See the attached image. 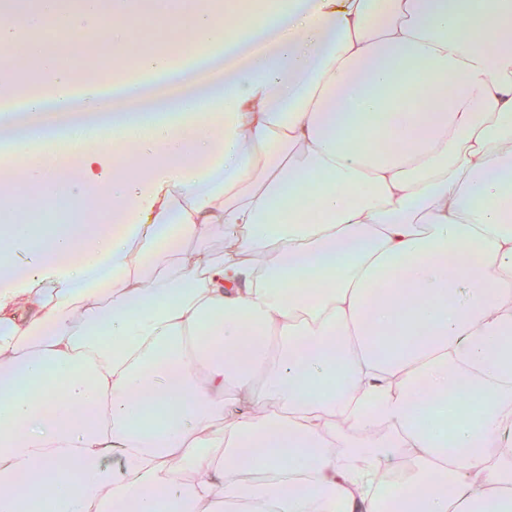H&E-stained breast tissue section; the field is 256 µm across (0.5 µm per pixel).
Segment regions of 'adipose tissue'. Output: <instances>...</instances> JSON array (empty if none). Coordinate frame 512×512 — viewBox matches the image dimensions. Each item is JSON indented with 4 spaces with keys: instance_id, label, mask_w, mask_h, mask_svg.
<instances>
[{
    "instance_id": "adipose-tissue-1",
    "label": "adipose tissue",
    "mask_w": 512,
    "mask_h": 512,
    "mask_svg": "<svg viewBox=\"0 0 512 512\" xmlns=\"http://www.w3.org/2000/svg\"><path fill=\"white\" fill-rule=\"evenodd\" d=\"M45 19L99 13L20 22ZM245 26L166 18L201 67L229 44L220 83L143 55L164 84L76 96L49 61L20 89V181L109 221L0 254V512L49 484L50 512H512V0H281ZM63 125L66 178L27 151ZM356 399L389 431L345 434Z\"/></svg>"
}]
</instances>
